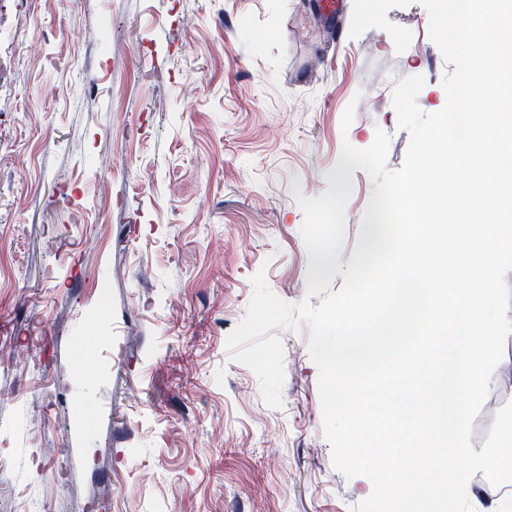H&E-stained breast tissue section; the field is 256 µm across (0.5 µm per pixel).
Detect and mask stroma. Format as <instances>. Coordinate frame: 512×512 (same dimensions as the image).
<instances>
[{"label": "stroma", "mask_w": 512, "mask_h": 512, "mask_svg": "<svg viewBox=\"0 0 512 512\" xmlns=\"http://www.w3.org/2000/svg\"><path fill=\"white\" fill-rule=\"evenodd\" d=\"M0 0V512H353L307 325L281 407L232 359L264 275L307 297L304 213L343 143L409 134L454 70L422 0ZM317 70H310L312 60ZM374 185L352 173L344 284Z\"/></svg>", "instance_id": "stroma-1"}]
</instances>
